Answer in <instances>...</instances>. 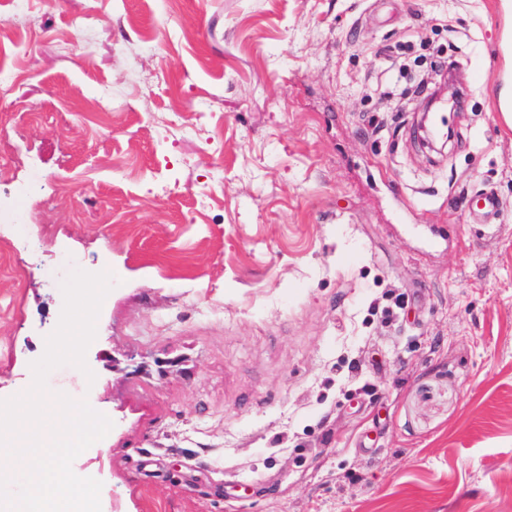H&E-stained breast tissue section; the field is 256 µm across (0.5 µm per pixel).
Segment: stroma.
<instances>
[{"label": "stroma", "mask_w": 512, "mask_h": 512, "mask_svg": "<svg viewBox=\"0 0 512 512\" xmlns=\"http://www.w3.org/2000/svg\"><path fill=\"white\" fill-rule=\"evenodd\" d=\"M0 400L111 270L101 512H512L501 0H0ZM454 67L455 137L424 79ZM494 193L483 219L472 201ZM437 238V247L425 244Z\"/></svg>", "instance_id": "1"}]
</instances>
